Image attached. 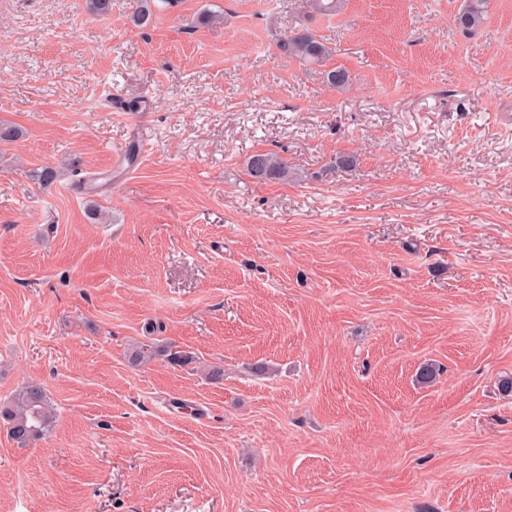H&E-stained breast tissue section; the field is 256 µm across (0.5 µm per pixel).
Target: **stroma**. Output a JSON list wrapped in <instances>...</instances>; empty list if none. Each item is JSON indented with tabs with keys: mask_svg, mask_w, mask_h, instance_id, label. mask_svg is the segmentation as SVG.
Listing matches in <instances>:
<instances>
[{
	"mask_svg": "<svg viewBox=\"0 0 512 512\" xmlns=\"http://www.w3.org/2000/svg\"><path fill=\"white\" fill-rule=\"evenodd\" d=\"M463 4L0 0V405L55 411L0 512H512V0ZM487 0H465L464 7L456 17L458 27L467 33H475L487 20ZM308 27L290 31L285 35L279 49L300 63L324 66L332 54L331 48ZM252 177L263 180L268 177L288 178L291 167L288 158L273 153L254 154L248 162Z\"/></svg>",
	"mask_w": 512,
	"mask_h": 512,
	"instance_id": "stroma-1",
	"label": "stroma"
}]
</instances>
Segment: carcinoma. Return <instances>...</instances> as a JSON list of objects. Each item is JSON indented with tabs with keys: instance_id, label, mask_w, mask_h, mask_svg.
Wrapping results in <instances>:
<instances>
[{
	"instance_id": "obj_1",
	"label": "carcinoma",
	"mask_w": 512,
	"mask_h": 512,
	"mask_svg": "<svg viewBox=\"0 0 512 512\" xmlns=\"http://www.w3.org/2000/svg\"><path fill=\"white\" fill-rule=\"evenodd\" d=\"M151 2L139 0L131 22L142 26L152 16ZM487 0H465L464 7L456 17L458 27L467 33H475L487 20ZM345 0H302L300 8L307 15H333L339 13ZM287 56L309 65H325L332 54L331 48L308 27L289 32L279 45ZM252 177L263 180L268 177L288 178L291 167L288 158L273 153L253 155L248 162ZM54 411L45 390L37 384L24 386L13 400L0 406V420L8 425L10 437L20 446H27L40 439L52 426Z\"/></svg>"
}]
</instances>
